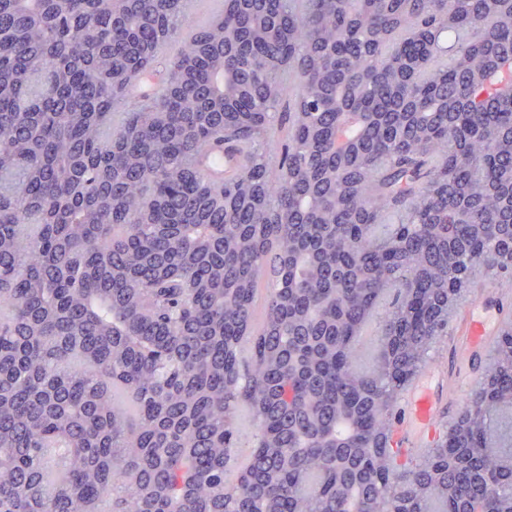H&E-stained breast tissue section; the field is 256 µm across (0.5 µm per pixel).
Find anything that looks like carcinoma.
I'll return each mask as SVG.
<instances>
[{"mask_svg": "<svg viewBox=\"0 0 512 512\" xmlns=\"http://www.w3.org/2000/svg\"><path fill=\"white\" fill-rule=\"evenodd\" d=\"M183 2L0 0V512H512L511 322L446 438L390 448L448 280L512 273L508 7Z\"/></svg>", "mask_w": 512, "mask_h": 512, "instance_id": "cac0c4a2", "label": "carcinoma"}]
</instances>
